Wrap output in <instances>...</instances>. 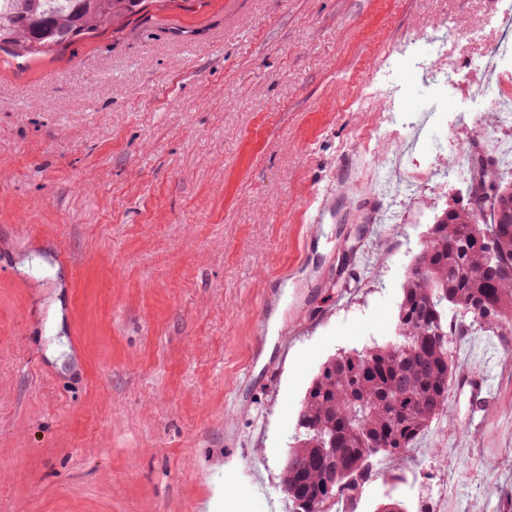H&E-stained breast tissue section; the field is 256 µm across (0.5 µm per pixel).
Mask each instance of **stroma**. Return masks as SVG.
Wrapping results in <instances>:
<instances>
[{"mask_svg":"<svg viewBox=\"0 0 512 512\" xmlns=\"http://www.w3.org/2000/svg\"><path fill=\"white\" fill-rule=\"evenodd\" d=\"M508 8L152 0L59 51L0 52V512H190L217 459L223 512H285L309 386L390 340L429 225L466 190L454 171L493 119L470 87ZM436 29L445 88L426 81ZM402 149L391 218L369 233L365 193ZM327 193L337 220L317 237L307 215ZM264 299L277 324L261 337ZM452 355L493 401L472 413L451 386L357 512L387 494L409 512H512V331L473 328Z\"/></svg>","mask_w":512,"mask_h":512,"instance_id":"1","label":"stroma"}]
</instances>
